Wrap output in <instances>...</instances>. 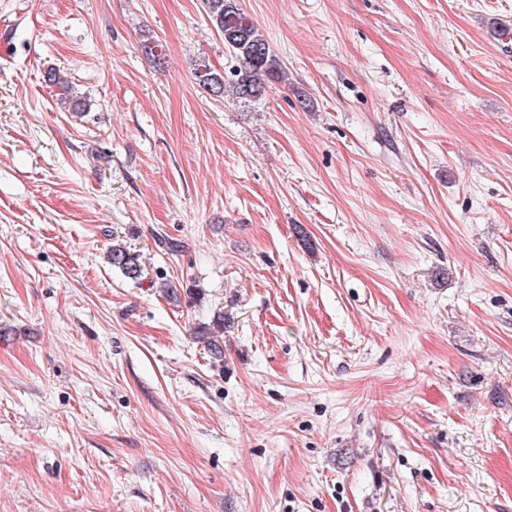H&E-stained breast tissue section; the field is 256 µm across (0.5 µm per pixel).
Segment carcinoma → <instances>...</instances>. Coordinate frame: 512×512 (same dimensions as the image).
<instances>
[{"instance_id": "cac0c4a2", "label": "carcinoma", "mask_w": 512, "mask_h": 512, "mask_svg": "<svg viewBox=\"0 0 512 512\" xmlns=\"http://www.w3.org/2000/svg\"><path fill=\"white\" fill-rule=\"evenodd\" d=\"M206 13L214 28L224 36L225 44L233 51L237 65L230 74L201 65L196 72L200 86L209 94L222 98L229 93L239 102L251 103L259 100L265 86L271 82L285 83L288 74L280 59L271 50L267 40L259 32L251 18L239 8L237 0H203ZM47 81L54 87L57 104L71 112L85 110L82 98L73 95L72 86L60 73H48ZM108 259L126 277L139 280L143 269L139 255L120 243L112 245ZM227 317L219 310L208 323L197 326L195 335L206 343L213 359L224 358L223 342Z\"/></svg>"}]
</instances>
